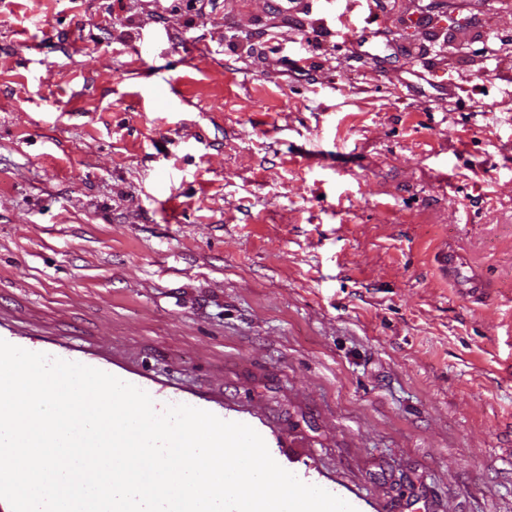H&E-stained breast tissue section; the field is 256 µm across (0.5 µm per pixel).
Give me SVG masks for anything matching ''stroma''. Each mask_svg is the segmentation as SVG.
Listing matches in <instances>:
<instances>
[{"mask_svg": "<svg viewBox=\"0 0 512 512\" xmlns=\"http://www.w3.org/2000/svg\"><path fill=\"white\" fill-rule=\"evenodd\" d=\"M0 339L512 512V0H0Z\"/></svg>", "mask_w": 512, "mask_h": 512, "instance_id": "obj_1", "label": "stroma"}]
</instances>
